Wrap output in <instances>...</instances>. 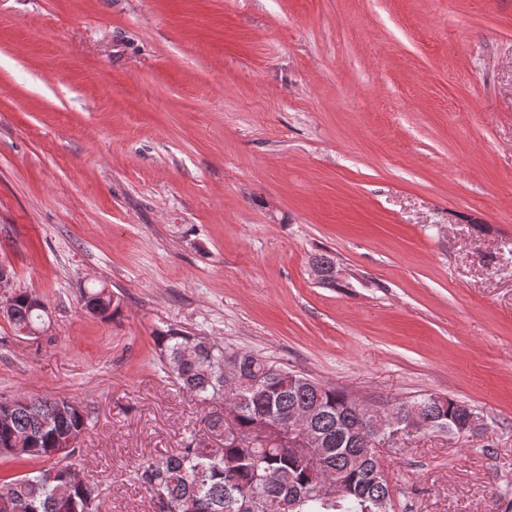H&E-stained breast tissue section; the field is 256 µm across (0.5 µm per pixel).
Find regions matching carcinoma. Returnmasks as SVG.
<instances>
[{
	"mask_svg": "<svg viewBox=\"0 0 512 512\" xmlns=\"http://www.w3.org/2000/svg\"><path fill=\"white\" fill-rule=\"evenodd\" d=\"M311 263L328 273L324 282L336 287V260L315 255ZM81 299L86 312L110 321L121 310L120 298L104 286L86 288ZM48 305L27 290L10 295L7 322L18 335L45 326ZM155 346L165 368L186 392L207 408L204 421L210 431L224 426V414L234 416L242 439L224 441L217 448L203 436L191 437L172 454L146 458L138 464L141 485L168 507L167 512H285L288 487L309 482L311 462L283 451L275 438L249 440L266 422L288 421V410L319 409L312 434L329 449L321 470L340 476L348 492L329 498L310 489L294 512H378L391 505L392 491L376 455L378 439L356 413L347 393L322 385L247 351H231L206 336H191L177 329L162 330ZM238 365L235 393L224 390V362ZM421 407L437 421V429L454 422L473 408L449 398L428 394L394 404L402 416ZM89 411H77L64 399L19 395L0 399V458L18 464L42 458L48 465L10 479H0V499L13 501L16 512H97L75 476L76 449L59 450L72 440L80 442L88 429Z\"/></svg>",
	"mask_w": 512,
	"mask_h": 512,
	"instance_id": "carcinoma-1",
	"label": "carcinoma"
}]
</instances>
